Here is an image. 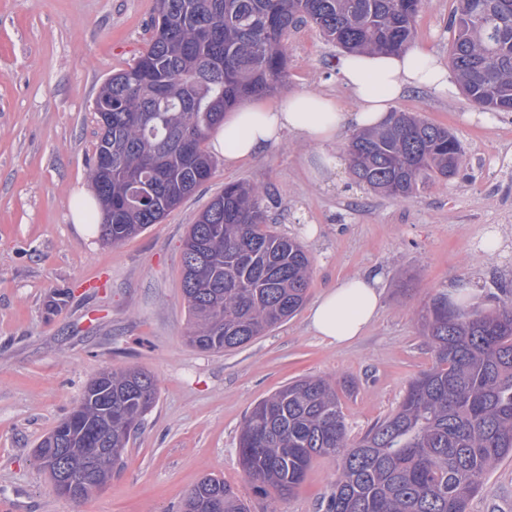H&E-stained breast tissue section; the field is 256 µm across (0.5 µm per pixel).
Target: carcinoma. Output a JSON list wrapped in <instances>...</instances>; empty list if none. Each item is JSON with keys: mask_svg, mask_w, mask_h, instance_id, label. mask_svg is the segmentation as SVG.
<instances>
[{"mask_svg": "<svg viewBox=\"0 0 512 512\" xmlns=\"http://www.w3.org/2000/svg\"><path fill=\"white\" fill-rule=\"evenodd\" d=\"M426 0H157L154 35L134 65L112 75L97 151L112 145V171L90 174L105 205L102 240L118 245L159 224L206 182L215 161L203 144L224 112L274 92L285 77L284 36L313 24L343 51L409 47ZM449 63L478 106L512 112V0H457ZM350 171L375 192L408 199L419 186L456 176L459 140L410 112L349 141ZM146 176L139 199L130 179ZM269 189L227 183L199 214L182 246L187 343L208 353L237 349L303 306L311 260L268 225ZM433 365L407 385L390 415L348 437L339 391L325 377L288 383L255 405L238 439L240 464L257 490L282 498L317 457L341 465L325 512H467L495 463L512 457V302L466 313L440 294L422 315ZM155 376L140 368L96 374L78 405L37 449L41 468L69 460L68 478L94 492L80 464L85 450L108 482L132 434L156 405ZM183 512H249L223 479L204 477Z\"/></svg>", "mask_w": 512, "mask_h": 512, "instance_id": "cac0c4a2", "label": "carcinoma"}]
</instances>
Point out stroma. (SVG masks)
Instances as JSON below:
<instances>
[{"label":"stroma","instance_id":"35a3bbf8","mask_svg":"<svg viewBox=\"0 0 512 512\" xmlns=\"http://www.w3.org/2000/svg\"><path fill=\"white\" fill-rule=\"evenodd\" d=\"M155 0H0V512H180L204 477L231 485L251 512H323L337 464L315 458L303 483L273 501L255 492L238 456L245 417L288 381L352 378L343 411L359 437L399 405L410 379L434 362L420 331L425 305L458 285L466 310L512 299V114L459 91L413 90L396 110L448 127L464 149L457 176L407 200L382 196L340 168L319 184L306 173L312 144L288 135L240 166L217 165L162 221L124 243L81 235L69 201L91 187L101 138L96 98L151 36ZM456 0H427L413 42L447 60ZM287 74L269 94L336 98L342 51L319 29L289 31ZM274 191L275 231L312 259L301 309L267 335L226 353L186 342L182 242L225 184ZM383 277L365 336L328 344L308 328L312 305L347 276ZM104 367L157 378L158 400L131 437L110 484L76 503L58 496L36 446L76 406ZM469 512H512V458L487 473Z\"/></svg>","mask_w":512,"mask_h":512}]
</instances>
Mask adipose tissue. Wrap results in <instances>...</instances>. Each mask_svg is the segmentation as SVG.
Wrapping results in <instances>:
<instances>
[{"mask_svg":"<svg viewBox=\"0 0 512 512\" xmlns=\"http://www.w3.org/2000/svg\"><path fill=\"white\" fill-rule=\"evenodd\" d=\"M351 95V108L320 92L299 91L277 103L252 102L233 111L210 141L211 152L233 168L259 156L294 134L317 144L307 172L317 182H331L341 165L333 150L348 126L382 124L394 102L407 90L448 94V71L433 53L414 46L397 53H352L338 66ZM380 275H353L328 289L310 311L311 331L336 345L351 343L375 320L380 308Z\"/></svg>","mask_w":512,"mask_h":512,"instance_id":"adipose-tissue-1","label":"adipose tissue"}]
</instances>
